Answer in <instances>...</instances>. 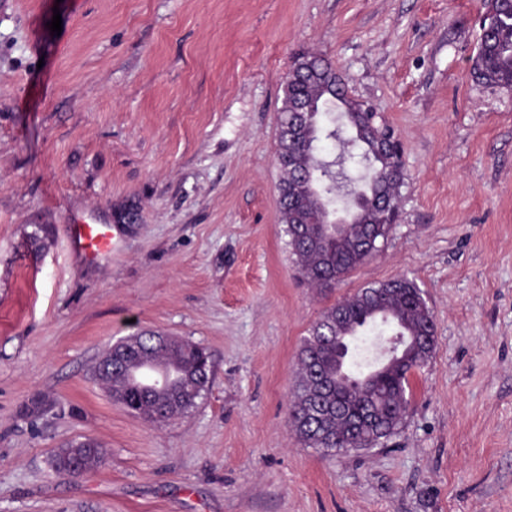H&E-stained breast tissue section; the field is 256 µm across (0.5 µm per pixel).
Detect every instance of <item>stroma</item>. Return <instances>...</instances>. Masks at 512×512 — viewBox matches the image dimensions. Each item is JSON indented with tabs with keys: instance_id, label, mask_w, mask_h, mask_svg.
I'll return each mask as SVG.
<instances>
[{
	"instance_id": "1",
	"label": "stroma",
	"mask_w": 512,
	"mask_h": 512,
	"mask_svg": "<svg viewBox=\"0 0 512 512\" xmlns=\"http://www.w3.org/2000/svg\"><path fill=\"white\" fill-rule=\"evenodd\" d=\"M483 0H0V512H512V93L475 81ZM60 15L62 31L48 24ZM329 59L394 128L387 240L333 290L280 221L282 80ZM136 201L141 219L117 224ZM117 225L85 257L67 227ZM399 276L437 345L383 444L307 447L297 355L340 297ZM159 330L203 347L196 406L153 425L93 367ZM90 437L63 482L57 448ZM85 442L87 448H82V454L78 459L81 462L80 469L73 466L76 459L70 445L66 448H60L54 460V472L58 479L64 481L76 479L85 474L100 460L102 448L99 443L93 439H86Z\"/></svg>"
}]
</instances>
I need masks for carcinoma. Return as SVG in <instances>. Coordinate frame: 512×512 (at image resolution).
<instances>
[{"label":"carcinoma","mask_w":512,"mask_h":512,"mask_svg":"<svg viewBox=\"0 0 512 512\" xmlns=\"http://www.w3.org/2000/svg\"><path fill=\"white\" fill-rule=\"evenodd\" d=\"M485 34L472 57L475 80L512 91V0H487L482 15ZM301 74L288 84L283 104H300L309 109L307 119L296 120L281 109L280 121L290 124V132L280 134L276 149L283 173L280 193L281 223L285 224L288 247L301 279L324 290L336 287L356 267L370 259L357 250L356 242L366 230L380 239L389 213L375 208L371 197L381 192L396 205V189L404 180L402 155L392 147L385 160H379L371 146L383 142L385 131L371 122L372 108L347 97L336 69L326 58L298 52ZM342 114L343 127L353 132L349 143L357 152L350 159L360 164L361 173L349 190L339 194L334 163L325 160L321 142L334 140L336 128L323 125V117ZM345 199L344 213L350 223L341 236L325 233L336 220V196ZM345 317L336 320V305ZM324 309L311 325L298 353V383L288 406V423L309 446L327 452L336 450L337 440H352L360 449L374 448L404 420L410 395V376L424 368L434 347L422 346L405 356L380 366L367 375L340 370L342 341L358 336L375 323L392 327L396 336H419L432 321V314L420 288L402 277L364 288ZM159 332H138L114 345V355L123 364L112 370V401L140 415L152 424L171 423L195 404L184 394L204 380L200 362L205 351L182 339L154 342ZM151 359L174 374L164 388L150 392L134 381L133 372L141 361ZM313 363L322 372L325 386L305 374ZM342 406L348 419H336V406ZM102 448L86 440L80 458L73 449L62 448L54 460L55 476L64 481L76 479L101 458Z\"/></svg>","instance_id":"1"}]
</instances>
